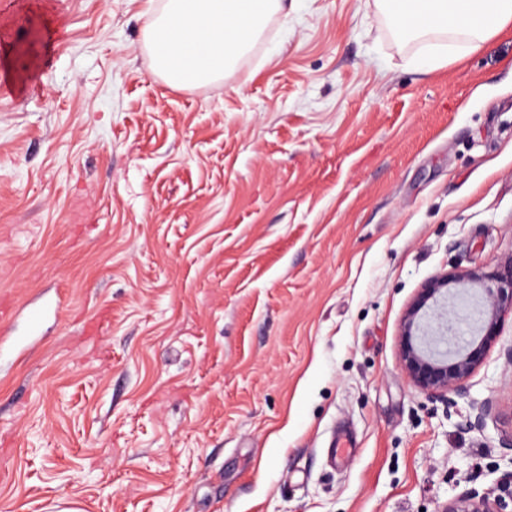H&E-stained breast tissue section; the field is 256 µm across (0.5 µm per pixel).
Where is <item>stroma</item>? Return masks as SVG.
Wrapping results in <instances>:
<instances>
[{
    "label": "stroma",
    "instance_id": "obj_1",
    "mask_svg": "<svg viewBox=\"0 0 512 512\" xmlns=\"http://www.w3.org/2000/svg\"><path fill=\"white\" fill-rule=\"evenodd\" d=\"M147 7L0 0V46L51 29L0 86V512H440L491 486L512 316L449 401L402 371L400 323L436 274L512 256V32L462 57L377 0H282L179 89ZM38 65L39 59L34 56L27 68L24 71H20L15 64V60L11 57L10 51H6L2 61L0 58V81L9 86L23 87L24 74L38 67Z\"/></svg>",
    "mask_w": 512,
    "mask_h": 512
}]
</instances>
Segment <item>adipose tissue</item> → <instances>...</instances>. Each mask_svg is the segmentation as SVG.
Returning <instances> with one entry per match:
<instances>
[{
    "instance_id": "1",
    "label": "adipose tissue",
    "mask_w": 512,
    "mask_h": 512,
    "mask_svg": "<svg viewBox=\"0 0 512 512\" xmlns=\"http://www.w3.org/2000/svg\"><path fill=\"white\" fill-rule=\"evenodd\" d=\"M279 0H163L151 14L144 45L154 72L175 87L207 85L258 38ZM455 0H407L391 7L395 27L419 36L460 29L486 40L512 25V0H469L468 18H457Z\"/></svg>"
}]
</instances>
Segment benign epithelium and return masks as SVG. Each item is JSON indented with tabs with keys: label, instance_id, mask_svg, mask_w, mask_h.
Masks as SVG:
<instances>
[{
	"label": "benign epithelium",
	"instance_id": "obj_1",
	"mask_svg": "<svg viewBox=\"0 0 512 512\" xmlns=\"http://www.w3.org/2000/svg\"><path fill=\"white\" fill-rule=\"evenodd\" d=\"M507 313L512 314V256L490 272L456 268L434 276L402 318V369L428 396L466 394ZM464 326L471 334L480 331V338L450 342ZM492 409L490 400L474 405L467 425L482 427ZM441 512H512V469L503 471L489 488L464 490Z\"/></svg>",
	"mask_w": 512,
	"mask_h": 512
}]
</instances>
